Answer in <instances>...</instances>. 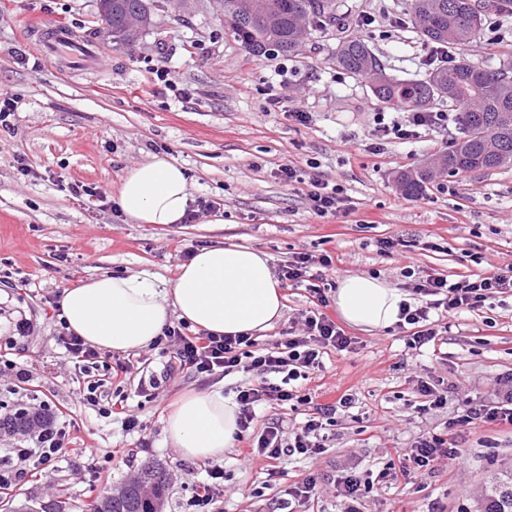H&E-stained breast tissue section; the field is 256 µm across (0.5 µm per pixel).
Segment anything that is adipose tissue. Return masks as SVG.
<instances>
[{
	"label": "adipose tissue",
	"mask_w": 512,
	"mask_h": 512,
	"mask_svg": "<svg viewBox=\"0 0 512 512\" xmlns=\"http://www.w3.org/2000/svg\"><path fill=\"white\" fill-rule=\"evenodd\" d=\"M118 205L135 224L181 223L189 206L187 173L160 157L131 167ZM406 299L367 275L341 278L334 293L342 319L369 333L398 323ZM283 300L268 254L229 242L195 249L170 286L146 275L105 273L63 288L57 305L68 332L112 354L150 347L175 319L216 335L262 334L281 317ZM237 415V404L222 391H192L170 408L164 433L185 458L220 460L235 442Z\"/></svg>",
	"instance_id": "adipose-tissue-1"
}]
</instances>
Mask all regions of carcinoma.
<instances>
[{"instance_id": "cac0c4a2", "label": "carcinoma", "mask_w": 512, "mask_h": 512, "mask_svg": "<svg viewBox=\"0 0 512 512\" xmlns=\"http://www.w3.org/2000/svg\"><path fill=\"white\" fill-rule=\"evenodd\" d=\"M145 0H112V30L124 29L130 15ZM505 0H413L411 23L425 44L453 50L474 39L486 14L501 9ZM228 29L246 50L261 56L277 52L290 57L304 51L306 25L336 18L335 0H224ZM336 63L354 76L372 80L377 100L393 109L427 112L439 102L457 108L460 136L453 148L438 154L429 165L397 177L409 197L424 193L438 172L454 175L512 165V68L485 69L464 59L438 67L425 80L398 81L381 66L363 39L348 33L336 48ZM167 470L156 464L140 469L128 490L110 499L102 512H156L166 500ZM508 483L491 489L492 512H512Z\"/></svg>"}]
</instances>
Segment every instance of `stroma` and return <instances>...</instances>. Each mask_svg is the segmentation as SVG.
Wrapping results in <instances>:
<instances>
[{"instance_id":"35a3bbf8","label":"stroma","mask_w":512,"mask_h":512,"mask_svg":"<svg viewBox=\"0 0 512 512\" xmlns=\"http://www.w3.org/2000/svg\"><path fill=\"white\" fill-rule=\"evenodd\" d=\"M411 0H336L338 20L373 18L356 32L398 80L431 72L430 48L413 31ZM465 59L481 67L512 66V52L492 49L496 34L512 33V13L488 14ZM71 29L93 58L63 66L68 49L44 52L27 36L30 24ZM97 0H0V89L18 97L11 127H0V355L27 373L17 382L0 375V414L49 402L78 429L62 461L16 485L20 502L34 512H83L101 485L119 487L142 465L162 464L169 473L165 512H180L206 476L204 463L182 457L164 433L172 403L191 389H219L235 397L256 382L255 373L202 379L185 372L164 383L156 398L141 397L140 380L160 375L164 359L149 348L115 353L111 363L128 370L97 371L101 404L84 400L71 359L57 338L63 330L52 308L62 288L102 273L147 274L172 283L188 251L230 239L267 253L272 266L299 252L335 257L333 279L368 274L394 287L405 283L403 267L458 278L487 264H512V166L458 176L438 175L424 195L407 197L399 171L420 166L459 133L455 108L446 125L420 138L369 148L378 114L397 117L372 94L368 80L336 64L341 31L327 24L312 33L302 55L249 54L224 27L211 0H199L180 16L165 14L133 49L100 42ZM171 70L177 85L149 83V69ZM279 111L268 109L270 97ZM310 113L306 124L289 112ZM165 156L188 173L192 198L214 201L188 224H132L115 204L121 179L132 165ZM25 161L29 175L17 170ZM294 164L302 178L314 174L341 185L352 201L348 214L317 218L303 183L288 186L276 171ZM76 183L95 186L97 196L71 194ZM223 223H215L216 215ZM398 235L397 255L379 253L378 240ZM281 318L259 347L269 348L282 331L301 329L308 307L304 288L283 286ZM28 318L34 330L14 333ZM354 352L333 353L308 380L311 391L332 401L353 394L349 412L338 414L319 461L317 497L310 512H347L339 478L348 467L379 470L399 463L418 438L444 430L465 397L491 394L497 377L512 373V295L499 294L478 310L449 318L434 347L418 352L406 332L391 327L358 332ZM444 383L443 407L420 410L417 381ZM124 396L144 429H125L110 413ZM458 459L418 478L398 479L365 495L360 512H487L490 488L512 475V426L486 424L458 430ZM105 451L104 475L83 471L80 450ZM236 443L218 461L224 495L210 512H298L288 488L309 471L302 460L284 461L277 481L266 482L258 461Z\"/></svg>"}]
</instances>
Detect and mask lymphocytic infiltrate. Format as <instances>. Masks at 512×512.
I'll return each instance as SVG.
<instances>
[{
  "mask_svg": "<svg viewBox=\"0 0 512 512\" xmlns=\"http://www.w3.org/2000/svg\"><path fill=\"white\" fill-rule=\"evenodd\" d=\"M447 121L444 112H410L400 119H377L370 148L378 152L387 141L419 138L423 131ZM307 184L306 198L316 216L325 219L350 211L351 201L339 185L318 177ZM333 268L331 256L316 259L306 253L296 254L292 261L279 266V279L303 287L311 307L304 314L303 333L288 334L273 347L256 348L254 339L245 335L193 332L181 322L167 325L153 343L154 348L168 355L166 374L170 377L188 370L207 378L219 373L228 375L242 367L259 376L258 385L240 388L237 393L238 437L248 441L252 457L262 460L270 481L281 475V463L287 458L301 456L313 466L317 464L324 452L325 428L333 425L339 409L352 407L355 402L353 395L344 393L336 401L321 403L305 392L302 385L310 374L322 370L325 355L333 351L350 353L355 349V337L349 336L323 312L329 303L323 283ZM411 288L423 301L416 305L403 303L399 317L402 324L412 326L407 346L417 351L439 336V329L432 325L433 319L472 312L494 295L512 293V266L492 265L482 273L454 282L425 271L413 280ZM287 404L306 415L293 440L284 441L277 420L268 422L259 436H252L250 428L259 409H279ZM492 423L512 425V374L497 378L490 397L466 400L450 429L417 440L405 453V463L399 472L384 469L375 480L387 483L414 472L434 470L445 461L457 459L458 428ZM75 428V421L58 419L51 410L38 414L29 426L28 438L10 449L6 459L0 460V489L15 486L63 457Z\"/></svg>",
  "mask_w": 512,
  "mask_h": 512,
  "instance_id": "1",
  "label": "lymphocytic infiltrate"
}]
</instances>
